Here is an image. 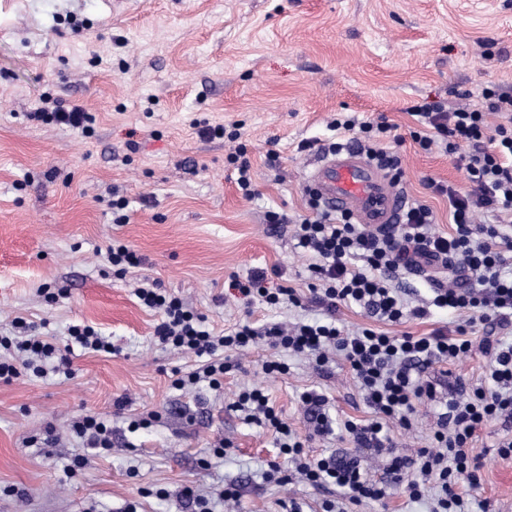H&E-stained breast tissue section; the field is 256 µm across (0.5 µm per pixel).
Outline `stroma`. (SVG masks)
<instances>
[{
	"label": "stroma",
	"mask_w": 512,
	"mask_h": 512,
	"mask_svg": "<svg viewBox=\"0 0 512 512\" xmlns=\"http://www.w3.org/2000/svg\"><path fill=\"white\" fill-rule=\"evenodd\" d=\"M512 89V0H0V336L18 335L24 318L38 335L66 339L69 327H93L114 354L73 355L74 377L20 376L0 382V512H191L180 494L195 487L212 512H323L334 488H316L275 454L266 429L246 423L231 404L246 385L265 388L292 431L309 438L313 457L359 452L382 476L385 457L356 450L338 432L314 437L312 414L299 395L327 399L336 422H365L364 402L345 361L328 371L309 360L258 344L232 353L239 363L220 390L172 385L174 372L202 360L153 338L160 316L135 290L153 281L205 316L214 332L244 317L263 324L322 320L311 301L272 310L230 295V274L279 270L306 293L310 259L297 248L294 224L306 214L308 175L318 154L300 150L326 140L337 113L373 121L384 116L406 138L399 149L401 182L410 202L432 208L435 231L451 232L446 198L428 180L466 186L463 171L407 135L409 107L442 101L473 105L488 85ZM83 105L95 118L89 134L30 120L56 101ZM238 126L257 194L244 199L227 161V136ZM276 165H269V153ZM125 198L129 221L114 224L110 203ZM287 215L268 224V212ZM143 262L116 279L105 260L112 241ZM467 271L434 264L401 271L393 284L412 305L429 302L434 283L464 285ZM58 291L46 302L40 290ZM471 335L470 354L443 370L429 369L440 393L483 386L488 360ZM288 363L285 375H264L263 360ZM160 413L146 429L130 418ZM112 423V448L84 447L70 430L82 415ZM439 408L419 403L411 430L392 429L400 452L427 446ZM512 426L490 421L471 443L484 467L470 495L474 512H512V458L495 445ZM232 447L223 457L214 449ZM89 460L74 473L76 457ZM290 474L264 477L270 461ZM240 491L238 506L219 497ZM432 490L410 500L394 484L380 502L348 512H431Z\"/></svg>",
	"instance_id": "stroma-1"
}]
</instances>
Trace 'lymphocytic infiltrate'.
Segmentation results:
<instances>
[{
  "label": "lymphocytic infiltrate",
  "instance_id": "lymphocytic-infiltrate-1",
  "mask_svg": "<svg viewBox=\"0 0 512 512\" xmlns=\"http://www.w3.org/2000/svg\"><path fill=\"white\" fill-rule=\"evenodd\" d=\"M481 106L450 108L434 101L411 107L417 128L410 136L422 149H439L462 169L466 187L428 181L433 193L445 197L453 220V230L434 231L435 215L424 204L404 212L400 230L382 233L356 223L349 214H334L321 209L316 197H309L308 216L296 224L299 248L312 254L309 267L313 280L310 292L315 303L324 307L327 322H279L256 325L246 322L227 334L213 335L203 316L187 307L183 300L158 288H140L136 296L147 308L161 315L154 337L161 345L202 357V365L187 375L175 378L174 386L207 382L221 389L224 376L233 370L229 352L257 342L284 349L310 359L318 368L328 367L332 355L342 356L369 408L374 412L368 423L345 421L344 429L358 446L388 452L387 474L406 480L411 497L422 494L420 481H434L437 506L434 512H459L463 487L479 483L481 462L470 448L477 429L488 420L512 424V342L497 339L496 331L512 326V91L486 89ZM500 121L490 124L489 114ZM330 128L335 140L322 145V152H333L354 145L372 162L388 171L393 182H401L403 169L396 151L403 139L395 126L380 120L361 122L352 116H339ZM494 212V222L479 224L477 210ZM446 262L470 272L468 286L437 285L430 305L409 306L391 277L419 263ZM229 286L246 299L270 307L281 302H297L295 289L272 283L266 272L247 277L231 275ZM358 307L376 320V327L347 332L336 325L340 306ZM445 309L462 317V324L438 327L417 336L398 332V325L412 319H425L432 308ZM483 325L487 339L482 351L490 367L487 388L469 395L438 397L427 371L437 363L453 364L472 349L468 329ZM0 348L15 349L11 360L0 359V381L11 382L26 372L38 376L47 371L73 376L71 355L81 348L111 353L112 344L91 327L74 325L65 342L31 336L22 340L0 338ZM418 401L439 402L440 427L428 446L413 455H397L393 441L384 431L387 423L407 430ZM247 411L248 421L272 431L281 455L295 463L297 472L315 486H334L344 490L354 503L381 501L386 483L368 475L359 457L312 458L306 445L293 435L279 416L263 388L241 391L234 403ZM419 480H412V473Z\"/></svg>",
  "mask_w": 512,
  "mask_h": 512
}]
</instances>
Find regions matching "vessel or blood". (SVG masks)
<instances>
[{
  "instance_id": "obj_1",
  "label": "vessel or blood",
  "mask_w": 512,
  "mask_h": 512,
  "mask_svg": "<svg viewBox=\"0 0 512 512\" xmlns=\"http://www.w3.org/2000/svg\"><path fill=\"white\" fill-rule=\"evenodd\" d=\"M308 186L327 207L380 232L399 224L407 203L380 167L351 149L319 160Z\"/></svg>"
}]
</instances>
